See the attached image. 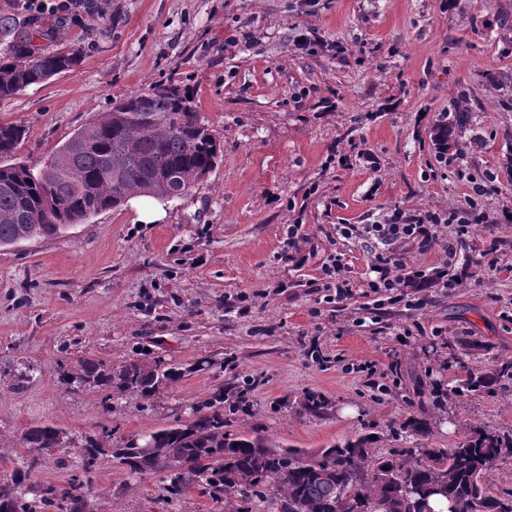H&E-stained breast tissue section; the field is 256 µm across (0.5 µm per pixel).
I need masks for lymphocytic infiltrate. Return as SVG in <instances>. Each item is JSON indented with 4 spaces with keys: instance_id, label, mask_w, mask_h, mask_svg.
<instances>
[{
    "instance_id": "lymphocytic-infiltrate-1",
    "label": "lymphocytic infiltrate",
    "mask_w": 512,
    "mask_h": 512,
    "mask_svg": "<svg viewBox=\"0 0 512 512\" xmlns=\"http://www.w3.org/2000/svg\"><path fill=\"white\" fill-rule=\"evenodd\" d=\"M470 224V217L462 213L446 216L429 211L410 219L401 211L394 210L386 214L383 220L360 227L341 224L337 230L345 238L352 237L357 232L361 233L375 245L372 265L374 277L367 283L370 293L376 296L375 308L379 309L387 304H402L407 309L419 311L429 302L426 289L437 286L448 288L452 282L448 278L447 267L427 270L408 266L400 251L402 244L412 241L424 250L440 242L443 243L448 258L453 259L457 256V246L462 243ZM445 225L452 226L453 234L451 240L443 242L439 239V232ZM408 280L420 287L419 295L411 297L403 292L402 286ZM313 288L323 293L324 300L328 303L352 297L353 284L346 275V265L341 255L330 256L322 267L321 278L314 283Z\"/></svg>"
}]
</instances>
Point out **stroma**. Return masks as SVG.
Segmentation results:
<instances>
[{
    "label": "stroma",
    "instance_id": "1",
    "mask_svg": "<svg viewBox=\"0 0 512 512\" xmlns=\"http://www.w3.org/2000/svg\"><path fill=\"white\" fill-rule=\"evenodd\" d=\"M90 2L41 18L58 37L40 51L78 61L0 101V123L27 129L10 163L41 170L76 131L157 84L190 94L223 155L165 202L162 222L138 223L125 203L0 247V483L22 465L25 431L52 423L74 443L43 457L28 499L77 479L91 487L84 512H230L197 488L172 496L165 474L107 454L85 468L80 449L89 435L120 446L191 420L218 391L226 430L275 450L312 454L368 434L383 456L415 447L411 416L431 422L437 448L473 426L512 431V381L491 396H432L512 359V0ZM312 27L321 45L297 51ZM491 72L504 87L487 83ZM463 96L470 121L443 163L432 130ZM488 172L502 192L474 208L448 269L460 285L429 289L424 310L388 306L366 321L373 254L337 225L460 211L467 176ZM291 224L306 240L289 261ZM336 253L356 294L328 304L311 285ZM136 358L183 375L148 399L59 376L63 362ZM309 393L325 399L320 415L304 411Z\"/></svg>",
    "mask_w": 512,
    "mask_h": 512
}]
</instances>
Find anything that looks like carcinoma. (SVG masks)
I'll use <instances>...</instances> for the list:
<instances>
[{"label":"carcinoma","instance_id":"1","mask_svg":"<svg viewBox=\"0 0 512 512\" xmlns=\"http://www.w3.org/2000/svg\"><path fill=\"white\" fill-rule=\"evenodd\" d=\"M0 36L7 46L0 56V100L48 81L76 61L73 53L39 52L35 39L55 38L51 28L5 22ZM25 135L21 124L0 123V157L14 154ZM220 154V142L179 88L156 85L131 95L73 134L40 172L21 164L0 166V247L53 236L134 195L162 198L172 188L187 192L212 172ZM182 375L172 364L140 359L116 368L85 360L73 372L60 370L67 382L145 398ZM505 379L512 380L511 359L490 373L467 372L446 396L492 394ZM407 430L422 447L377 458L369 448L372 439L362 436L313 458L293 451L282 456L258 438L224 430V396L218 394L195 410L193 419L150 433L159 456L141 458L129 441L112 455L142 475L168 472L173 495L192 486L227 494L236 501L235 512H253L269 494L279 502L278 512H434L433 500L447 502L448 512H512V494L499 495L484 483L487 472L512 456V433L473 427L451 448H430L427 420L411 418ZM59 432L42 425L23 435L26 465L0 487L8 512H36L24 484L38 467L41 449L70 446V439L60 442ZM39 502L56 512H83L84 487L46 485Z\"/></svg>","mask_w":512,"mask_h":512}]
</instances>
